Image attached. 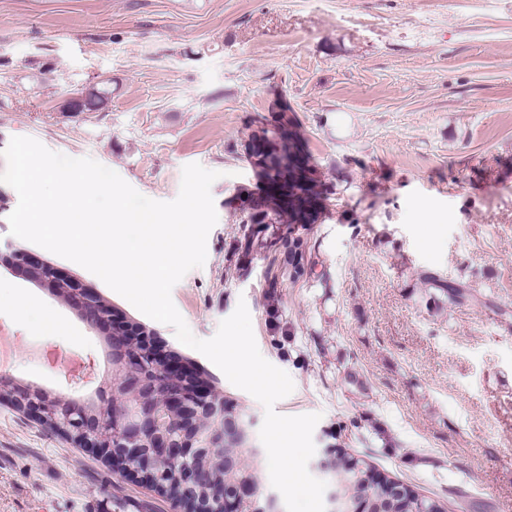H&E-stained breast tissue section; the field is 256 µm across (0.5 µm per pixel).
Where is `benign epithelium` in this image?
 I'll list each match as a JSON object with an SVG mask.
<instances>
[{"label":"benign epithelium","mask_w":512,"mask_h":512,"mask_svg":"<svg viewBox=\"0 0 512 512\" xmlns=\"http://www.w3.org/2000/svg\"><path fill=\"white\" fill-rule=\"evenodd\" d=\"M324 206L322 197L305 204L295 223H316ZM0 265L62 298L86 325L107 336L112 350V393L96 405L20 385L3 374L0 393L7 392V402L161 493L174 485L183 512H273L241 472L238 455L228 451L245 447L247 434L244 419L222 394L146 341L141 327L99 308L97 288L66 268L11 244L0 248ZM205 457L222 463L226 474L224 486L207 498L200 493L199 462ZM170 464L176 465L172 472L165 469ZM366 478L379 488V498H395L380 475L369 471Z\"/></svg>","instance_id":"benign-epithelium-1"}]
</instances>
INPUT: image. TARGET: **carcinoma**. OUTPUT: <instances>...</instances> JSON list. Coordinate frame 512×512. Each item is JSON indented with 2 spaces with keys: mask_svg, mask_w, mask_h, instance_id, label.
<instances>
[{
  "mask_svg": "<svg viewBox=\"0 0 512 512\" xmlns=\"http://www.w3.org/2000/svg\"><path fill=\"white\" fill-rule=\"evenodd\" d=\"M106 100L105 93L91 91L78 101L69 103L68 108L76 113L96 111L105 104ZM301 151H307L304 138L296 129L293 118L284 114L279 117L274 129L262 130L259 142L254 145L251 152L246 154L258 179L281 180V186L288 195V208L285 209L272 199L247 188L240 189L239 194L242 198H240L241 207L238 208L237 220L245 245L251 244V225L253 224L293 223L292 212L301 208L303 204L301 192L305 191L306 187L296 168L288 167L283 160ZM419 278L425 287L432 291L433 302L437 305L452 306L475 299L467 289V285L450 282L435 272H422ZM203 468L206 471V478L202 491L207 493L211 487L222 483L224 473L221 468L212 464H205ZM368 469L369 466L363 459L347 453L340 454L336 469V483L341 498V509H351L356 500L375 496L373 487L363 479ZM397 487L405 491L400 504L404 512H446L441 501L422 496L403 483L397 484Z\"/></svg>",
  "mask_w": 512,
  "mask_h": 512,
  "instance_id": "1",
  "label": "carcinoma"
}]
</instances>
